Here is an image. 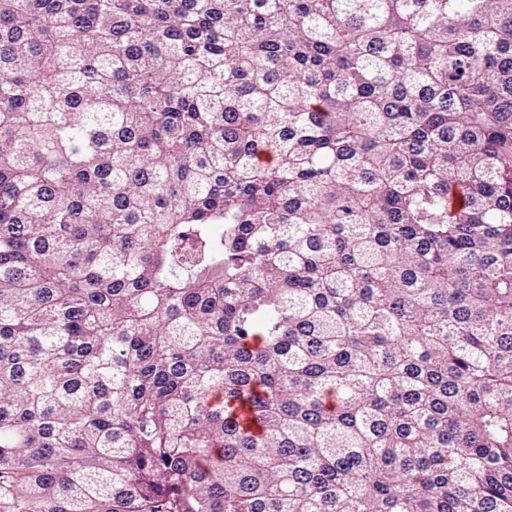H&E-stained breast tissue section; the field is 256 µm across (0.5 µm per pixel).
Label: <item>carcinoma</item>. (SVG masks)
Instances as JSON below:
<instances>
[{
  "label": "carcinoma",
  "mask_w": 512,
  "mask_h": 512,
  "mask_svg": "<svg viewBox=\"0 0 512 512\" xmlns=\"http://www.w3.org/2000/svg\"><path fill=\"white\" fill-rule=\"evenodd\" d=\"M0 512H512V0H0Z\"/></svg>",
  "instance_id": "obj_1"
}]
</instances>
